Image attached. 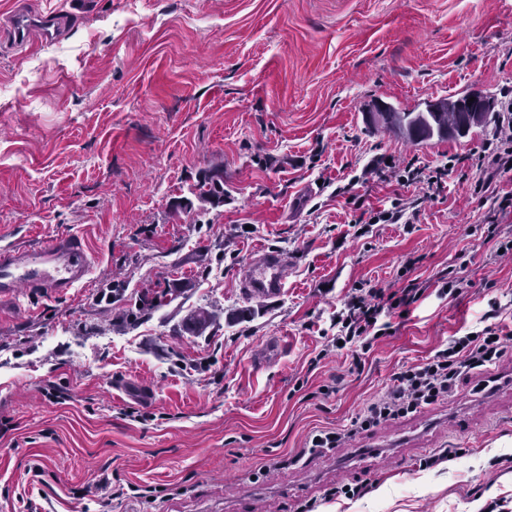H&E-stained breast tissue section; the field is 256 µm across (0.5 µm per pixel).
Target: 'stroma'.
<instances>
[{
	"label": "stroma",
	"instance_id": "obj_1",
	"mask_svg": "<svg viewBox=\"0 0 512 512\" xmlns=\"http://www.w3.org/2000/svg\"><path fill=\"white\" fill-rule=\"evenodd\" d=\"M0 0V247L79 236L90 274L54 299L0 311V512H17L40 465L44 512H102L81 487L109 472L140 497L112 512H512V386L470 377L448 403L386 422L352 446L258 477L318 429L349 424L400 369L490 301L512 312V260L487 236L492 203L468 157L496 125L416 146L371 124L376 105L512 88V0ZM68 14L65 32L13 47L7 18ZM460 164L413 224L358 225L414 187L376 162ZM216 178L222 202L201 198ZM362 207H355V200ZM258 251L288 259L279 295L241 286ZM455 271V300L437 278ZM496 281L487 289V281ZM120 282L112 303L96 300ZM423 294L383 312L385 335L352 371L353 349L310 360L360 282ZM164 303L131 322L144 292ZM200 308L214 319L190 332ZM253 317L236 322L238 310ZM280 359H256L268 341ZM330 394H323V387ZM65 392L57 404L47 394ZM147 417L131 420L127 407ZM470 430L453 431L449 409ZM437 448L462 457L423 469ZM366 480L358 499L327 497Z\"/></svg>",
	"mask_w": 512,
	"mask_h": 512
}]
</instances>
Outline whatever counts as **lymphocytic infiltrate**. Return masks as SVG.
<instances>
[{"label": "lymphocytic infiltrate", "instance_id": "f902f5d3", "mask_svg": "<svg viewBox=\"0 0 512 512\" xmlns=\"http://www.w3.org/2000/svg\"><path fill=\"white\" fill-rule=\"evenodd\" d=\"M499 110L502 114L500 127L473 162L478 173L473 192L483 199L493 200L498 212L504 214L512 210V195L500 194L496 180L512 175V89L503 92ZM448 172L445 166L412 163L392 170L391 178L415 186L418 193L392 200L389 208L369 211L368 223L412 224L421 204L440 192ZM421 295V288L414 283L392 292L365 282L357 284L336 315V335L330 340L331 348H338L342 343H357L362 350H369L382 334L378 324L381 313L396 308L409 310ZM486 316L490 323L482 330L449 337L446 344L423 362L396 373L393 385L366 400L349 427L312 433L305 442L306 449L343 447L358 434L382 423L420 412L455 396L464 379L485 373L512 349V330L501 322V307L492 305Z\"/></svg>", "mask_w": 512, "mask_h": 512}]
</instances>
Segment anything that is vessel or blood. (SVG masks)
Returning <instances> with one entry per match:
<instances>
[{
	"mask_svg": "<svg viewBox=\"0 0 512 512\" xmlns=\"http://www.w3.org/2000/svg\"><path fill=\"white\" fill-rule=\"evenodd\" d=\"M40 28L43 38L49 39L60 29L58 18L41 17L39 23L17 17L12 22V36L18 47H25L32 28ZM91 267V257L82 241L75 236H57L28 248L0 249V300L6 301L22 291L50 297L66 295L83 281ZM288 277V269L275 252L255 254L248 272L251 294L277 295Z\"/></svg>",
	"mask_w": 512,
	"mask_h": 512,
	"instance_id": "b4317fda",
	"label": "vessel or blood"
}]
</instances>
